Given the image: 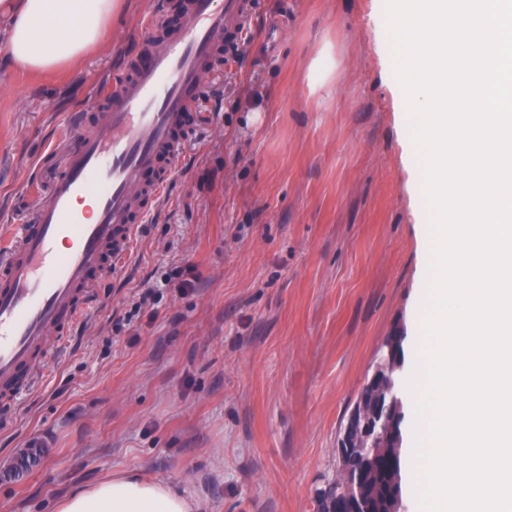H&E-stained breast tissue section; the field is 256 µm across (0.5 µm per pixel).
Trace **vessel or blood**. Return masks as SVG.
Masks as SVG:
<instances>
[{
    "instance_id": "obj_1",
    "label": "vessel or blood",
    "mask_w": 512,
    "mask_h": 512,
    "mask_svg": "<svg viewBox=\"0 0 512 512\" xmlns=\"http://www.w3.org/2000/svg\"><path fill=\"white\" fill-rule=\"evenodd\" d=\"M169 3L137 26L122 76L100 94L105 111L76 113L61 170L15 245L0 252V402L32 391L52 344H63L128 255L180 160L190 112L216 63L234 55L251 0ZM92 203L88 212L79 200Z\"/></svg>"
}]
</instances>
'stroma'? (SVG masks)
<instances>
[{
	"instance_id": "1",
	"label": "stroma",
	"mask_w": 512,
	"mask_h": 512,
	"mask_svg": "<svg viewBox=\"0 0 512 512\" xmlns=\"http://www.w3.org/2000/svg\"><path fill=\"white\" fill-rule=\"evenodd\" d=\"M156 2L124 0L75 69L0 57V239L31 218L71 114L99 111ZM385 33L384 0H253L128 262L0 429V512H51L115 472L205 512H314L393 325L406 378L419 361L431 240ZM35 438L40 465L17 477Z\"/></svg>"
}]
</instances>
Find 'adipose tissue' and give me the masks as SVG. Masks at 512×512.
I'll list each match as a JSON object with an SVG mask.
<instances>
[{
  "label": "adipose tissue",
  "instance_id": "ef3b65f1",
  "mask_svg": "<svg viewBox=\"0 0 512 512\" xmlns=\"http://www.w3.org/2000/svg\"><path fill=\"white\" fill-rule=\"evenodd\" d=\"M118 0H0V53L20 70L69 69L111 30ZM171 484L116 474L58 500L54 512H202Z\"/></svg>",
  "mask_w": 512,
  "mask_h": 512
}]
</instances>
